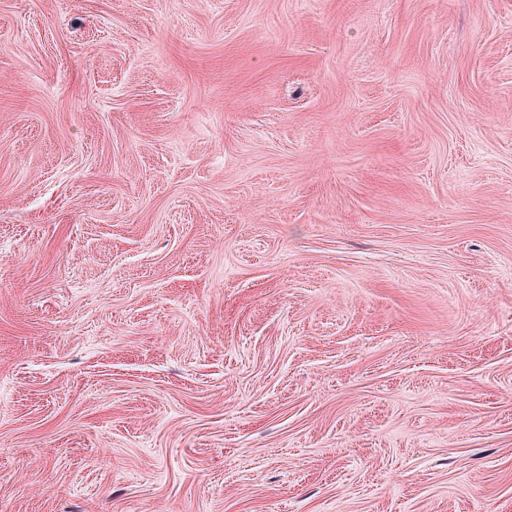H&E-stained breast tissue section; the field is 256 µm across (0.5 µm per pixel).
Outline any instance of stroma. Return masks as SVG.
Returning a JSON list of instances; mask_svg holds the SVG:
<instances>
[{"label": "stroma", "mask_w": 512, "mask_h": 512, "mask_svg": "<svg viewBox=\"0 0 512 512\" xmlns=\"http://www.w3.org/2000/svg\"><path fill=\"white\" fill-rule=\"evenodd\" d=\"M0 512H512V0H0Z\"/></svg>", "instance_id": "obj_1"}]
</instances>
